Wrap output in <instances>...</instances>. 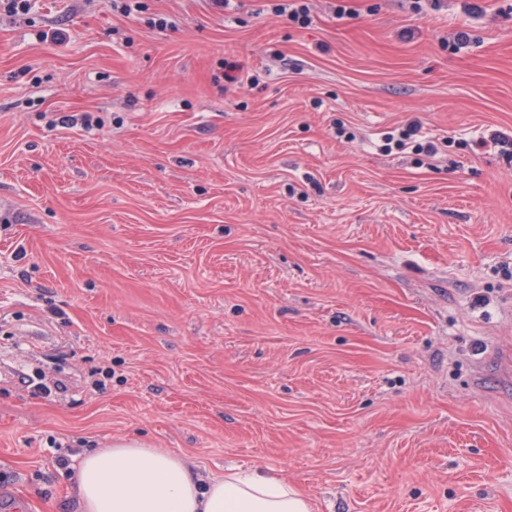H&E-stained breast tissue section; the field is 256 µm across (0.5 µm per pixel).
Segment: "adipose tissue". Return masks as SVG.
<instances>
[{
  "mask_svg": "<svg viewBox=\"0 0 512 512\" xmlns=\"http://www.w3.org/2000/svg\"><path fill=\"white\" fill-rule=\"evenodd\" d=\"M75 484L81 512H314L277 474L253 467L206 478L186 456L136 440L84 454Z\"/></svg>",
  "mask_w": 512,
  "mask_h": 512,
  "instance_id": "obj_1",
  "label": "adipose tissue"
}]
</instances>
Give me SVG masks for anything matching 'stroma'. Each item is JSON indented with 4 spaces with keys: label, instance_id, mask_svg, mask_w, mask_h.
Masks as SVG:
<instances>
[{
    "label": "stroma",
    "instance_id": "obj_1",
    "mask_svg": "<svg viewBox=\"0 0 512 512\" xmlns=\"http://www.w3.org/2000/svg\"><path fill=\"white\" fill-rule=\"evenodd\" d=\"M144 2L0 9V512H79L56 457L120 438L512 512V0ZM276 3L272 4V9L279 15L286 16L288 20L298 22L302 25L310 22L308 7L299 3L302 0H271Z\"/></svg>",
    "mask_w": 512,
    "mask_h": 512
}]
</instances>
